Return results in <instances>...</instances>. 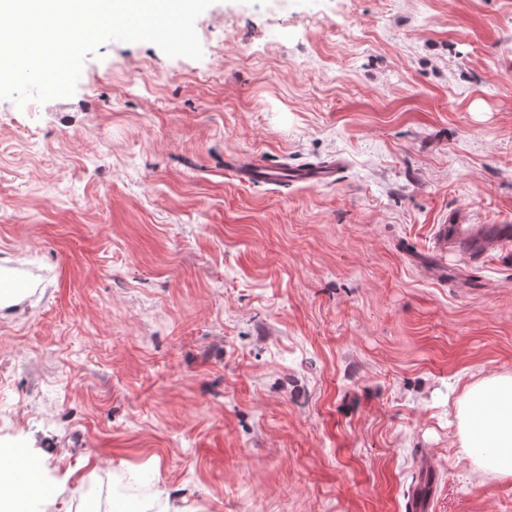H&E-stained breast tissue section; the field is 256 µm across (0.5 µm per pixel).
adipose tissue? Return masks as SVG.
Returning a JSON list of instances; mask_svg holds the SVG:
<instances>
[{"mask_svg": "<svg viewBox=\"0 0 512 512\" xmlns=\"http://www.w3.org/2000/svg\"><path fill=\"white\" fill-rule=\"evenodd\" d=\"M455 424L459 453L469 460L473 473H490L512 483V373L465 386L456 402ZM17 464L12 453L0 451V512H23L44 493L40 480L16 479Z\"/></svg>", "mask_w": 512, "mask_h": 512, "instance_id": "obj_1", "label": "adipose tissue"}]
</instances>
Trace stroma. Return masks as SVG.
Listing matches in <instances>:
<instances>
[{"mask_svg": "<svg viewBox=\"0 0 512 512\" xmlns=\"http://www.w3.org/2000/svg\"><path fill=\"white\" fill-rule=\"evenodd\" d=\"M203 57L111 41L68 98L0 99V448L49 503L149 512H512L454 403L512 372V0H215ZM333 162L334 182L227 166ZM288 168L273 167L261 159H254L245 163H234L231 172L240 181L262 182L268 185L282 186L288 182ZM512 238L511 224H481L474 228H465L463 224H441L437 233V244L446 247L449 244L471 248L470 259L479 264L484 259L482 250L475 247L482 243L493 245ZM41 288L37 273L0 265V306L20 305Z\"/></svg>", "mask_w": 512, "mask_h": 512, "instance_id": "obj_1", "label": "stroma"}]
</instances>
